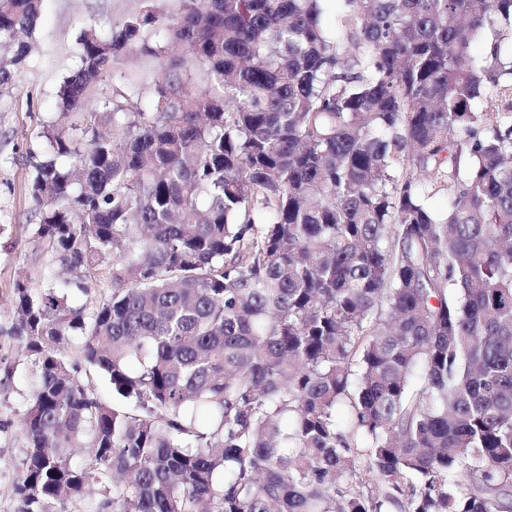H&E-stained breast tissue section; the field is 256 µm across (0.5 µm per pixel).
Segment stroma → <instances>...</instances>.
I'll return each instance as SVG.
<instances>
[{
    "mask_svg": "<svg viewBox=\"0 0 512 512\" xmlns=\"http://www.w3.org/2000/svg\"><path fill=\"white\" fill-rule=\"evenodd\" d=\"M143 0H42L35 48L12 94L0 97V512H23L14 493L27 452L20 428L34 389V358L15 334L13 287L37 278L49 261L36 242L28 183L32 160L44 156L43 123L57 116V92L78 65L77 39L88 25L109 31L138 12Z\"/></svg>",
    "mask_w": 512,
    "mask_h": 512,
    "instance_id": "stroma-1",
    "label": "stroma"
}]
</instances>
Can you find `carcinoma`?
<instances>
[{
  "label": "carcinoma",
  "mask_w": 512,
  "mask_h": 512,
  "mask_svg": "<svg viewBox=\"0 0 512 512\" xmlns=\"http://www.w3.org/2000/svg\"><path fill=\"white\" fill-rule=\"evenodd\" d=\"M40 2L0 0V97ZM503 43L512 0H336L331 28L322 0H144L84 28L29 184L51 264L14 285L24 512L108 481L110 512H512ZM123 56L150 81L89 107ZM79 377L89 385L91 390L102 400L108 401L112 403H120L113 394L112 388L108 382V380L102 376L101 374L95 373L93 371H87L85 373V367L81 366V371L78 373Z\"/></svg>",
  "instance_id": "carcinoma-1"
}]
</instances>
